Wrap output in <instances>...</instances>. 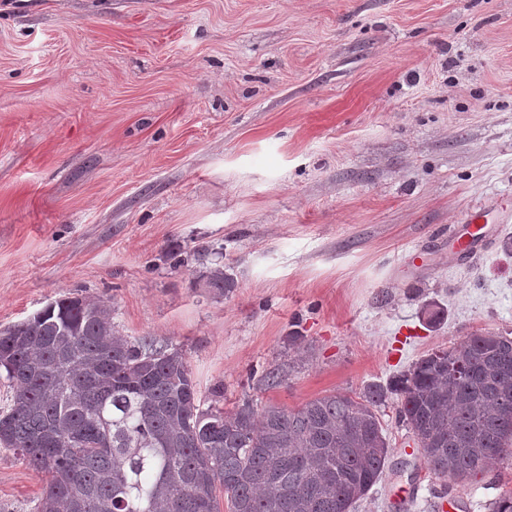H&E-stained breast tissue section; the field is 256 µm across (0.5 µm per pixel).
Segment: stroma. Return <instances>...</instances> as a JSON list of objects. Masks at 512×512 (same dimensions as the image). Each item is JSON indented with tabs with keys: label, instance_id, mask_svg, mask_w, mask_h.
Segmentation results:
<instances>
[{
	"label": "stroma",
	"instance_id": "obj_1",
	"mask_svg": "<svg viewBox=\"0 0 512 512\" xmlns=\"http://www.w3.org/2000/svg\"><path fill=\"white\" fill-rule=\"evenodd\" d=\"M481 204L502 231L467 262L450 235ZM508 240L512 0L0 4L2 329L99 299L121 334L183 351L204 405L294 409L512 337ZM378 416L389 459L354 512L512 494V457L442 481L396 395ZM41 492L0 447V512Z\"/></svg>",
	"mask_w": 512,
	"mask_h": 512
}]
</instances>
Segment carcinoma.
<instances>
[{"mask_svg": "<svg viewBox=\"0 0 512 512\" xmlns=\"http://www.w3.org/2000/svg\"><path fill=\"white\" fill-rule=\"evenodd\" d=\"M207 287H231L222 267ZM0 369L13 386L0 445L41 474L37 512H351L388 459L390 390L437 478L467 483L512 456L507 336L438 348L388 390L226 413L202 408L182 350L122 335L76 295L0 329Z\"/></svg>", "mask_w": 512, "mask_h": 512, "instance_id": "obj_1", "label": "carcinoma"}]
</instances>
